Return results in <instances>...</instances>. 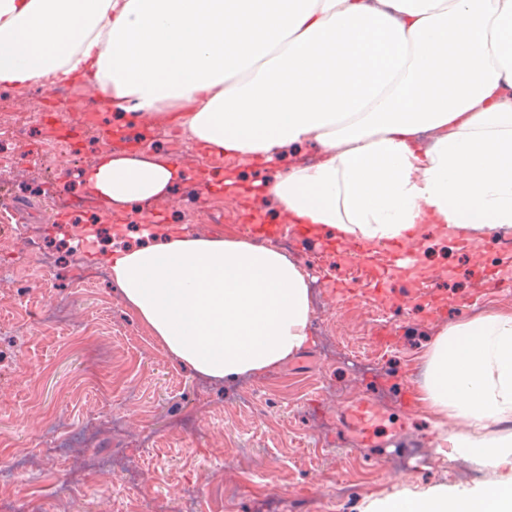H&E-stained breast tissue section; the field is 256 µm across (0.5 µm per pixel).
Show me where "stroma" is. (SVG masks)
Returning a JSON list of instances; mask_svg holds the SVG:
<instances>
[{"mask_svg": "<svg viewBox=\"0 0 512 512\" xmlns=\"http://www.w3.org/2000/svg\"><path fill=\"white\" fill-rule=\"evenodd\" d=\"M28 98L0 87V111L15 119L0 128V466L23 464L0 486V512H361L380 489L496 479L465 458L438 459L429 414L403 397L439 324L512 307V292L491 285L512 278L507 238L477 250L429 241L382 295L374 278L353 280L354 258L294 237L288 253L311 273L315 345L260 377L206 380L169 355L111 280L80 281L99 251L140 243L143 224L102 206L74 211L69 223L92 229L77 243L46 221L49 191L106 154L101 129L129 144L128 124L106 106L80 107L79 145L36 168L51 137L27 123ZM149 131L144 154L189 172L158 203L168 231L190 233L195 221L201 236L237 237L244 212L207 187L249 185L262 170L225 164L175 123ZM49 252L55 263L39 269ZM359 396L383 414L362 447L342 420Z\"/></svg>", "mask_w": 512, "mask_h": 512, "instance_id": "1", "label": "stroma"}]
</instances>
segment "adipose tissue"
I'll return each mask as SVG.
<instances>
[{"mask_svg":"<svg viewBox=\"0 0 512 512\" xmlns=\"http://www.w3.org/2000/svg\"><path fill=\"white\" fill-rule=\"evenodd\" d=\"M88 74L112 111L266 170L257 215L271 203L376 246L512 233V0H0L1 85ZM184 175L108 153L80 181L122 206ZM144 235L101 260L177 361L233 381L312 345L309 275L274 243ZM418 390L436 454L500 476L372 494L362 512H512V309L439 325Z\"/></svg>","mask_w":512,"mask_h":512,"instance_id":"ef3b65f1","label":"adipose tissue"}]
</instances>
